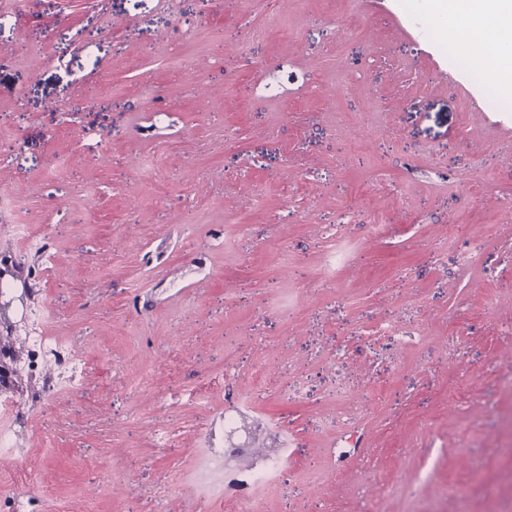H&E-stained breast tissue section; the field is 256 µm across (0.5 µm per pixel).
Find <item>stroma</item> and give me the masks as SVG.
<instances>
[{"mask_svg":"<svg viewBox=\"0 0 512 512\" xmlns=\"http://www.w3.org/2000/svg\"><path fill=\"white\" fill-rule=\"evenodd\" d=\"M15 13L8 315L112 367L0 414V482L43 465L0 512H221L252 473L224 458L233 397L288 460L253 490L265 512H512V106L427 11L0 0Z\"/></svg>","mask_w":512,"mask_h":512,"instance_id":"35a3bbf8","label":"stroma"}]
</instances>
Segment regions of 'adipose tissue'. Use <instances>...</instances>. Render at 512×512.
Segmentation results:
<instances>
[{"instance_id":"obj_1","label":"adipose tissue","mask_w":512,"mask_h":512,"mask_svg":"<svg viewBox=\"0 0 512 512\" xmlns=\"http://www.w3.org/2000/svg\"><path fill=\"white\" fill-rule=\"evenodd\" d=\"M454 46L476 54L492 87L512 97V0H425Z\"/></svg>"}]
</instances>
